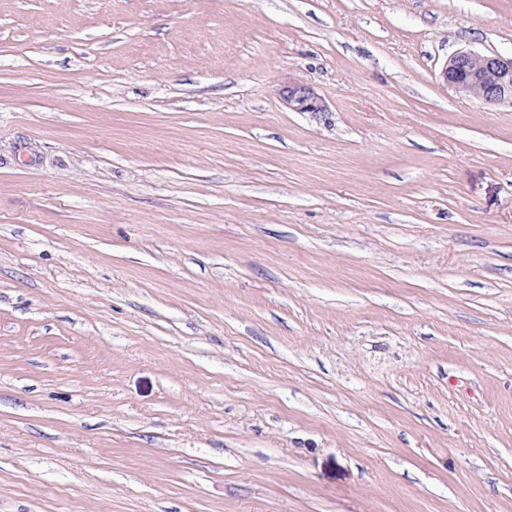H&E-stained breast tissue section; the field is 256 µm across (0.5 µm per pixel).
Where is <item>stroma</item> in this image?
Returning a JSON list of instances; mask_svg holds the SVG:
<instances>
[{
    "mask_svg": "<svg viewBox=\"0 0 512 512\" xmlns=\"http://www.w3.org/2000/svg\"><path fill=\"white\" fill-rule=\"evenodd\" d=\"M460 50L512 0H0V512H512V105ZM440 78L484 105L512 104V56L461 50L447 60ZM280 104L291 112L311 114L313 118L330 123L331 111L317 90L309 83L288 77L276 88Z\"/></svg>",
    "mask_w": 512,
    "mask_h": 512,
    "instance_id": "stroma-1",
    "label": "stroma"
}]
</instances>
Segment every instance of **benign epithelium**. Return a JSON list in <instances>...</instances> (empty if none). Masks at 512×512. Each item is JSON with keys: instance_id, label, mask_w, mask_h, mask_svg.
<instances>
[{"instance_id": "benign-epithelium-1", "label": "benign epithelium", "mask_w": 512, "mask_h": 512, "mask_svg": "<svg viewBox=\"0 0 512 512\" xmlns=\"http://www.w3.org/2000/svg\"><path fill=\"white\" fill-rule=\"evenodd\" d=\"M440 78L484 105L512 104V56L461 50L447 60ZM276 95L285 109L308 113L318 121L330 123V109L311 84L288 77L278 85Z\"/></svg>"}]
</instances>
